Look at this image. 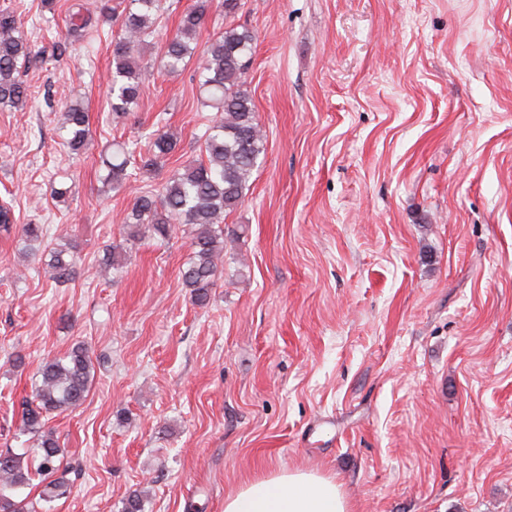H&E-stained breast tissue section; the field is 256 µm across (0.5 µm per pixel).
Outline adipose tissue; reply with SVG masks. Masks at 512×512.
Listing matches in <instances>:
<instances>
[{"instance_id":"1","label":"adipose tissue","mask_w":512,"mask_h":512,"mask_svg":"<svg viewBox=\"0 0 512 512\" xmlns=\"http://www.w3.org/2000/svg\"><path fill=\"white\" fill-rule=\"evenodd\" d=\"M224 512H351V508L336 479L281 469L226 496Z\"/></svg>"}]
</instances>
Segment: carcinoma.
<instances>
[{
	"instance_id": "1",
	"label": "carcinoma",
	"mask_w": 512,
	"mask_h": 512,
	"mask_svg": "<svg viewBox=\"0 0 512 512\" xmlns=\"http://www.w3.org/2000/svg\"><path fill=\"white\" fill-rule=\"evenodd\" d=\"M213 0H196L180 16L176 31L160 47V64L177 72L199 56L201 104L216 111L213 124L204 133L200 146L203 158L172 172L160 189L137 194L123 223L134 228L128 241L146 237L170 236L177 224L191 227L192 256L182 270V281L189 288L195 304L209 301L211 289L224 270V217L242 205L253 171L265 150L266 136L254 103L245 89L253 55L255 35L235 25V15L242 0H219L217 8L224 15V27L213 34L203 48L197 35L205 23ZM164 9L163 0H102L99 13L111 22L120 21L122 36L112 52V73L107 84L112 115L122 117L133 111L143 84L145 68L141 49L154 36ZM31 50L24 30L13 13L0 11V106L19 108L28 102V90L20 79L22 62ZM65 143L75 154L89 139L88 114L72 101L61 114ZM179 144L177 134L160 131L148 142L141 158V168L161 169ZM131 154L126 146L115 144L110 158L103 161V185L120 189L132 178L128 172ZM12 209L0 205V231L16 227ZM27 249L41 252L44 270L56 281L68 279L74 272L77 256L69 243L48 247L44 244L41 224L20 226ZM92 362L83 343L68 352L43 362L33 399L22 401V431L39 437L36 474L47 478L39 494L42 512H50L52 503L70 494L68 469L61 467L62 450L52 430L45 429L49 416L74 409L81 404L92 377ZM31 472L24 457L11 449H0V512H37L35 503L19 499L14 492L30 485Z\"/></svg>"
}]
</instances>
